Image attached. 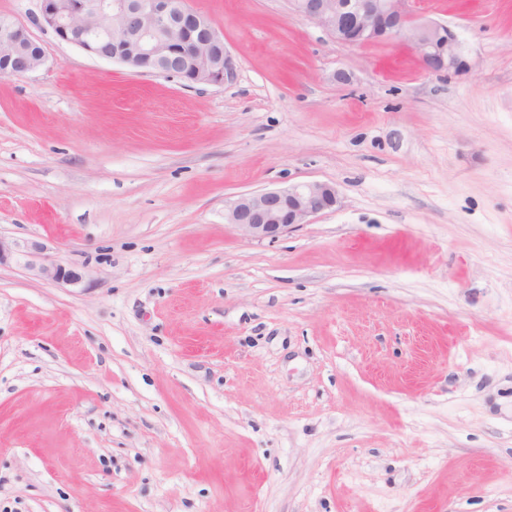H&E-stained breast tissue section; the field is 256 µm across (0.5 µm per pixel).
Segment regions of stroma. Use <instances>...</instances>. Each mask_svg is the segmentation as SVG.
I'll return each mask as SVG.
<instances>
[{
    "label": "stroma",
    "mask_w": 512,
    "mask_h": 512,
    "mask_svg": "<svg viewBox=\"0 0 512 512\" xmlns=\"http://www.w3.org/2000/svg\"><path fill=\"white\" fill-rule=\"evenodd\" d=\"M222 86L93 58L0 77V512H512V0H416L470 49L426 73L287 0H191ZM305 181L335 211L224 221ZM339 202L334 185L302 182L243 194L224 206V221L245 238L273 240L310 217L335 209ZM47 247L39 241L18 243L0 236V267L10 262L22 264L35 277L54 283L79 284L82 274L51 260Z\"/></svg>",
    "instance_id": "1"
}]
</instances>
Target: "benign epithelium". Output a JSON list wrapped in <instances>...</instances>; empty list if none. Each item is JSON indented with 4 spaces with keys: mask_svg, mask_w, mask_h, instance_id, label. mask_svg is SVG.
I'll use <instances>...</instances> for the list:
<instances>
[{
    "mask_svg": "<svg viewBox=\"0 0 512 512\" xmlns=\"http://www.w3.org/2000/svg\"><path fill=\"white\" fill-rule=\"evenodd\" d=\"M38 21L62 42L93 57L144 73L178 78L184 85H223L235 77L232 57L214 21L188 0H38ZM292 11L334 40L352 46L404 39L428 73L469 69L455 30L421 19L414 0H289ZM45 62L42 46L10 14H0V75L20 77ZM336 187L311 181L243 194L224 206V223L243 237L273 240L339 204ZM15 262L35 277L76 285L82 274L51 260L39 241L0 237V266Z\"/></svg>",
    "mask_w": 512,
    "mask_h": 512,
    "instance_id": "obj_1",
    "label": "benign epithelium"
}]
</instances>
